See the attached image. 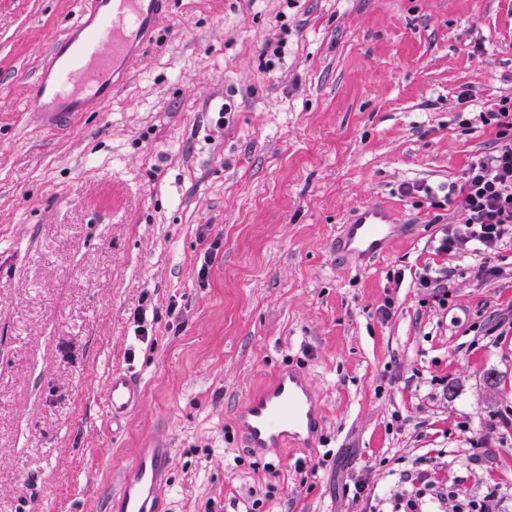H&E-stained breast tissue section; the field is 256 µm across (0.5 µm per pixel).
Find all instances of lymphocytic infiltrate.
<instances>
[{
  "instance_id": "f902f5d3",
  "label": "lymphocytic infiltrate",
  "mask_w": 512,
  "mask_h": 512,
  "mask_svg": "<svg viewBox=\"0 0 512 512\" xmlns=\"http://www.w3.org/2000/svg\"><path fill=\"white\" fill-rule=\"evenodd\" d=\"M482 125L499 127L501 143L491 154L472 163L461 185H450L466 218L448 224L437 252L460 257L487 255L512 236V103L479 115ZM447 489L437 486L430 464L419 463L401 472L388 502L390 512H423L426 501L448 499Z\"/></svg>"
}]
</instances>
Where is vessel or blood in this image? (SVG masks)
<instances>
[{
    "mask_svg": "<svg viewBox=\"0 0 512 512\" xmlns=\"http://www.w3.org/2000/svg\"><path fill=\"white\" fill-rule=\"evenodd\" d=\"M173 2L82 0L77 18L45 52L31 85L29 106L39 124L60 131L74 115L110 103L130 63L155 40L158 22ZM397 230L386 207L366 204L349 214L336 245L350 262L362 264L382 253ZM140 399V385L131 375L112 372L106 388L112 421L124 418ZM316 422L308 378L291 370L249 399L238 427L249 447L263 449L301 438ZM170 455L164 446L140 452L111 500L112 512H162L160 488Z\"/></svg>",
    "mask_w": 512,
    "mask_h": 512,
    "instance_id": "1",
    "label": "vessel or blood"
}]
</instances>
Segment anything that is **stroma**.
Segmentation results:
<instances>
[{"instance_id": "35a3bbf8", "label": "stroma", "mask_w": 512, "mask_h": 512, "mask_svg": "<svg viewBox=\"0 0 512 512\" xmlns=\"http://www.w3.org/2000/svg\"><path fill=\"white\" fill-rule=\"evenodd\" d=\"M79 7L0 0V512H109L157 440L165 512H363L345 485L386 499L419 459L512 512V241L493 280L435 250L449 184L498 144L457 95L512 99V0H177L111 103L50 133L26 94ZM370 202L400 232L356 268L336 238ZM291 366L315 443L255 453L238 416ZM125 370L142 399L114 425ZM419 288H424L425 291L430 292L433 298L438 299L439 305H443L446 300L448 291V270L444 268L435 269L430 271L425 269L418 278ZM140 399V385L131 375L122 371L112 372L106 388L107 409L112 424L135 409Z\"/></svg>"}]
</instances>
